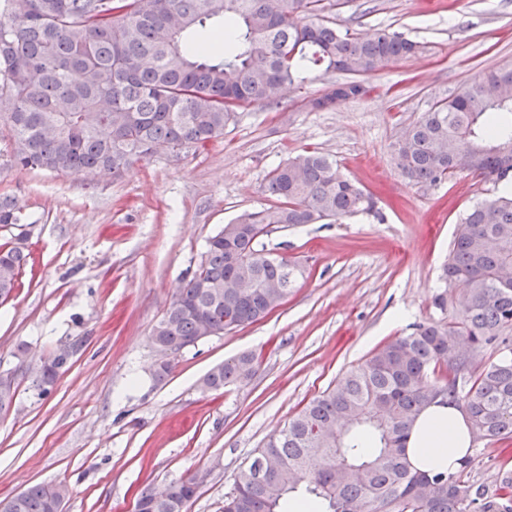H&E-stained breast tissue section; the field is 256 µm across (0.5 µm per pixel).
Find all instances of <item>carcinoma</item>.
<instances>
[{"label":"carcinoma","instance_id":"obj_1","mask_svg":"<svg viewBox=\"0 0 512 512\" xmlns=\"http://www.w3.org/2000/svg\"><path fill=\"white\" fill-rule=\"evenodd\" d=\"M324 0H0V161L17 171L122 176L136 161L198 149L224 137L238 110L271 104L302 69L348 76L316 108L356 98L358 77L406 59L420 45L379 29L371 36L325 15ZM232 38L214 58L191 45L195 31ZM406 181L431 187L462 173L494 185L457 224L432 304L443 317L394 336L270 436L234 477L224 512H282L300 495L319 512H512V470L488 490L455 473L411 469L405 448L437 399L462 406L471 438L512 436V68L490 70L434 104L393 145ZM276 204L242 214L207 241L197 270L174 294L151 340L175 352L262 320L292 293L298 263L265 248L274 224L338 222L374 212L372 197L331 156L310 151L266 176ZM14 197L0 198V226L23 223ZM26 233L0 245V299L28 263ZM461 293L448 298V289ZM455 315L444 316L448 304ZM499 352L478 372L465 350ZM79 346L33 368L37 397L50 393ZM256 373L242 353L213 367L219 391ZM198 484L141 493L136 512H186ZM65 488L37 484L0 500V512H62Z\"/></svg>","mask_w":512,"mask_h":512}]
</instances>
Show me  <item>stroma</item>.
<instances>
[{"mask_svg": "<svg viewBox=\"0 0 512 512\" xmlns=\"http://www.w3.org/2000/svg\"><path fill=\"white\" fill-rule=\"evenodd\" d=\"M332 15L362 34L403 33L421 50L363 76V96L329 111L308 102L341 75L310 72L274 103L241 110L223 139L118 179L0 168V196L22 205L32 258L0 300V373L17 385L0 413V498L63 483V512H134L142 491L200 473L187 512H224L235 475L269 435L388 338L436 316L455 228L493 186L467 174L410 184L391 147L436 101L512 68V0H346ZM307 150L336 158L376 214L272 228L266 249L305 268L287 301L182 350L154 383L152 330L207 239L272 205L268 172ZM69 344L80 347L70 369L33 396L25 365ZM247 351L259 357L250 380L202 389L213 366ZM471 456V480L494 488L512 468V439L477 443Z\"/></svg>", "mask_w": 512, "mask_h": 512, "instance_id": "obj_1", "label": "stroma"}]
</instances>
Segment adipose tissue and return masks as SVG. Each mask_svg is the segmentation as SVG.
Masks as SVG:
<instances>
[{"label": "adipose tissue", "instance_id": "1", "mask_svg": "<svg viewBox=\"0 0 512 512\" xmlns=\"http://www.w3.org/2000/svg\"><path fill=\"white\" fill-rule=\"evenodd\" d=\"M470 453L466 412L442 403L431 404L421 413L406 444L407 461L417 471L455 472Z\"/></svg>", "mask_w": 512, "mask_h": 512}]
</instances>
